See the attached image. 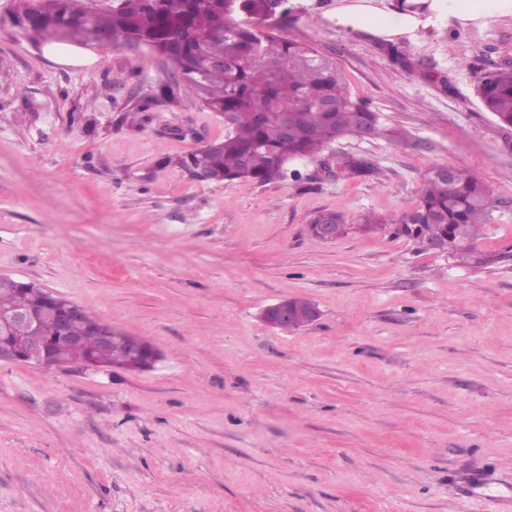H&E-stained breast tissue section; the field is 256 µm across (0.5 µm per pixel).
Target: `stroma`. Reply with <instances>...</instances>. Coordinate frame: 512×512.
<instances>
[{
	"label": "stroma",
	"mask_w": 512,
	"mask_h": 512,
	"mask_svg": "<svg viewBox=\"0 0 512 512\" xmlns=\"http://www.w3.org/2000/svg\"><path fill=\"white\" fill-rule=\"evenodd\" d=\"M0 0V276L61 295L161 356L82 373L0 362V512H492L512 486V128L476 68L512 65V17L396 44L341 30L301 0L277 34L333 57L398 141L329 153L375 175L216 183L181 164L224 138L198 100L158 94L174 64L85 44L61 65ZM138 113L139 124L127 123ZM469 168L499 200L483 262L378 231L305 227L412 211L425 171ZM290 298L320 316L259 317ZM308 224H332L336 226V231L327 227H320L317 229L319 236L326 241H334L347 233V226L344 215L339 212H321L313 216ZM337 233V235H336ZM485 482L479 475H474L469 484L470 494L473 495H482L490 498L495 506L497 511L499 512H510L512 510V493L503 494L497 492L495 494H487L485 493ZM480 490V491H476Z\"/></svg>",
	"instance_id": "35a3bbf8"
}]
</instances>
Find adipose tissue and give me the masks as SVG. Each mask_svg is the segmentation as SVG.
I'll return each mask as SVG.
<instances>
[{
	"instance_id": "obj_1",
	"label": "adipose tissue",
	"mask_w": 512,
	"mask_h": 512,
	"mask_svg": "<svg viewBox=\"0 0 512 512\" xmlns=\"http://www.w3.org/2000/svg\"><path fill=\"white\" fill-rule=\"evenodd\" d=\"M512 17V0H336L329 18L351 32L393 42L417 41L422 32L456 25H480L487 19Z\"/></svg>"
}]
</instances>
